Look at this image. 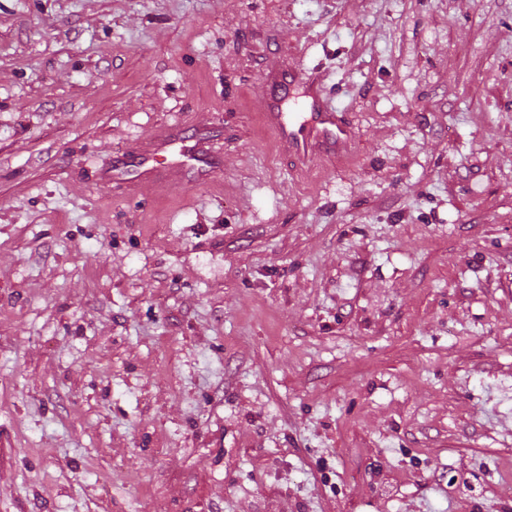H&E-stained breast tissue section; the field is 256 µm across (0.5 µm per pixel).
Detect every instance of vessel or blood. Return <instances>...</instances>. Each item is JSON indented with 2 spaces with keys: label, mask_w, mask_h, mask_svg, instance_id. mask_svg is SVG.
Listing matches in <instances>:
<instances>
[{
  "label": "vessel or blood",
  "mask_w": 512,
  "mask_h": 512,
  "mask_svg": "<svg viewBox=\"0 0 512 512\" xmlns=\"http://www.w3.org/2000/svg\"><path fill=\"white\" fill-rule=\"evenodd\" d=\"M276 91L266 102L264 118L299 164L307 165L324 158H336L353 151L356 135L341 112L329 105L319 81L299 71H283L275 78ZM304 90L303 109L285 111L292 86ZM186 169L194 170L200 181L207 182L221 170L207 130L185 135L176 125L166 128L153 140L136 149L113 157L103 178L118 186L131 187L146 180L175 179Z\"/></svg>",
  "instance_id": "obj_1"
}]
</instances>
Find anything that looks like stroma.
<instances>
[{"label": "stroma", "instance_id": "stroma-1", "mask_svg": "<svg viewBox=\"0 0 512 512\" xmlns=\"http://www.w3.org/2000/svg\"><path fill=\"white\" fill-rule=\"evenodd\" d=\"M275 66L358 138L302 167ZM223 160L123 192L114 155ZM512 0H0V512H512ZM221 167L206 129L186 136L178 125H172L153 140L113 157L102 178L117 186L131 187L146 180H172L183 170L192 169L200 181L209 182Z\"/></svg>", "mask_w": 512, "mask_h": 512}]
</instances>
